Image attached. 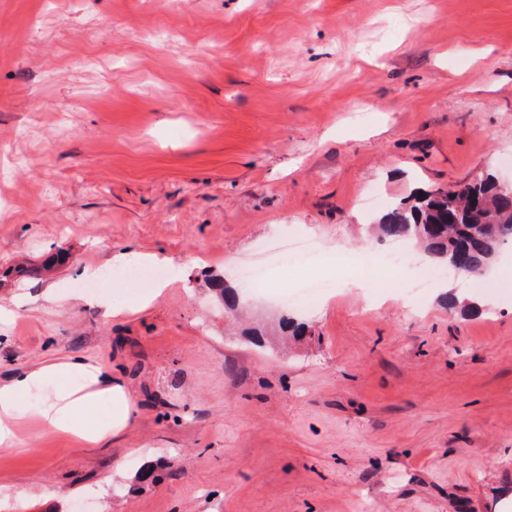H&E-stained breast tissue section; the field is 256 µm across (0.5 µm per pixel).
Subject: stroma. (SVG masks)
<instances>
[{"instance_id":"1","label":"stroma","mask_w":512,"mask_h":512,"mask_svg":"<svg viewBox=\"0 0 512 512\" xmlns=\"http://www.w3.org/2000/svg\"><path fill=\"white\" fill-rule=\"evenodd\" d=\"M489 172L512 175V0H0V269L61 259L0 287V380L83 357L134 402L91 445L38 421L55 382L25 396L0 512H512V288L416 295V249L325 261ZM282 235L321 258L266 287L319 279L315 303L225 306L211 278ZM131 250L165 259L162 296L83 288ZM285 316L308 334L282 349Z\"/></svg>"}]
</instances>
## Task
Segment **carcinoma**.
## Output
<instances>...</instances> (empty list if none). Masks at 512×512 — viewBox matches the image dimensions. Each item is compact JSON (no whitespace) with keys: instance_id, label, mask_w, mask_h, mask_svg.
<instances>
[{"instance_id":"1","label":"carcinoma","mask_w":512,"mask_h":512,"mask_svg":"<svg viewBox=\"0 0 512 512\" xmlns=\"http://www.w3.org/2000/svg\"><path fill=\"white\" fill-rule=\"evenodd\" d=\"M382 233L417 242L435 261H455L471 276L483 273L512 244V191L487 174L456 190L436 189L388 209Z\"/></svg>"}]
</instances>
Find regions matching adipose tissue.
I'll list each match as a JSON object with an SVG mask.
<instances>
[{
    "instance_id": "obj_1",
    "label": "adipose tissue",
    "mask_w": 512,
    "mask_h": 512,
    "mask_svg": "<svg viewBox=\"0 0 512 512\" xmlns=\"http://www.w3.org/2000/svg\"><path fill=\"white\" fill-rule=\"evenodd\" d=\"M81 374L82 387L63 386L54 401L42 410L41 419L49 428H57L63 412L80 410L94 404L102 394H109L111 406L107 423L87 422L79 431L80 437L98 444L107 437L118 435L129 425L133 410L132 398L125 385L111 373L88 360L77 357L62 363H46L13 379L0 382V452L11 451L14 446V411L19 397L50 376L67 377Z\"/></svg>"
}]
</instances>
